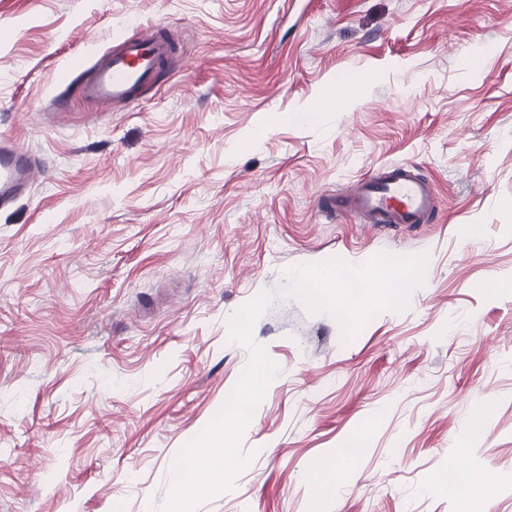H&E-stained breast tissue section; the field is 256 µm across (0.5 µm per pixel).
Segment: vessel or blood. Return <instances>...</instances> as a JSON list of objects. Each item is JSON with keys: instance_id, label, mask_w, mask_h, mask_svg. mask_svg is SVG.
I'll use <instances>...</instances> for the list:
<instances>
[{"instance_id": "obj_1", "label": "vessel or blood", "mask_w": 512, "mask_h": 512, "mask_svg": "<svg viewBox=\"0 0 512 512\" xmlns=\"http://www.w3.org/2000/svg\"><path fill=\"white\" fill-rule=\"evenodd\" d=\"M175 45L169 31L153 27L136 38L114 39L111 49L94 63L93 74L83 86L85 98L138 107L144 92L171 62ZM37 165L35 156L12 138H0V207L31 188ZM342 205L352 216L373 225L423 224L435 210V196L411 166L398 165L359 182Z\"/></svg>"}]
</instances>
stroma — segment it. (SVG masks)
<instances>
[{
    "instance_id": "obj_1",
    "label": "stroma",
    "mask_w": 512,
    "mask_h": 512,
    "mask_svg": "<svg viewBox=\"0 0 512 512\" xmlns=\"http://www.w3.org/2000/svg\"><path fill=\"white\" fill-rule=\"evenodd\" d=\"M152 25L177 51L142 104L82 96ZM358 74L347 103L268 129ZM1 133L43 172L0 207V512H166L248 361L229 321L263 291L279 371L248 465L194 512H512V0H0ZM404 163L430 221L341 212ZM383 253L426 255L425 283L350 341L277 294L295 266ZM452 455L490 496L450 487Z\"/></svg>"
}]
</instances>
